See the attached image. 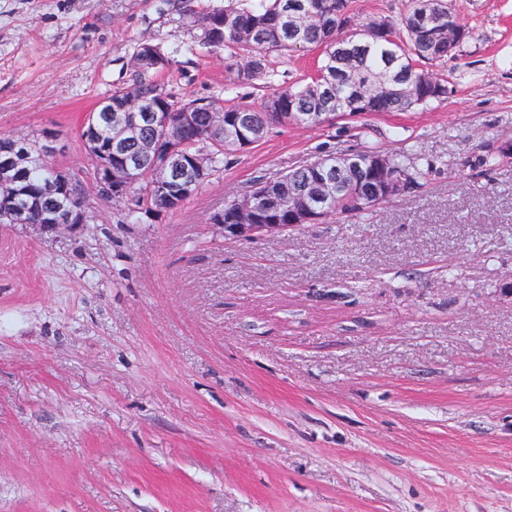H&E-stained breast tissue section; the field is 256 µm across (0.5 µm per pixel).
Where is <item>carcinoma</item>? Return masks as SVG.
<instances>
[{"mask_svg":"<svg viewBox=\"0 0 512 512\" xmlns=\"http://www.w3.org/2000/svg\"><path fill=\"white\" fill-rule=\"evenodd\" d=\"M195 0H180L182 11L193 18L200 31L197 46L207 53L226 52L238 60L233 85L242 86L263 81L272 92L259 106L238 103L224 106L218 97L178 98L166 91L156 77L176 65L175 57L160 46L140 43L133 48L128 65L130 82L112 91V119L100 126L103 139L110 138L123 123L125 113L119 107L140 105L146 111L167 112L175 118L181 112H192L197 130L184 147L190 158L206 160L208 172L196 182L194 190L208 178L224 169L227 156L241 152L242 132L230 118L248 113L254 118L258 138H263L268 126L281 121L282 113H292L291 121L315 127L310 114L347 112L358 115H379L427 107L445 100L448 82L433 73L438 66L459 55L464 44L460 38H448V33L462 32L466 25L450 7L448 0H406V7L397 16H370L355 20L349 0H227L222 7L198 11ZM311 47L323 48L318 65L320 80L304 79L288 87L275 85L278 71L276 59ZM393 77L414 80V93L401 97L374 96L368 85L379 78ZM337 101L329 109L327 97ZM224 113V128L213 129L209 114ZM155 128L145 126L137 135L125 138L126 158L134 165L145 161L142 142L154 138ZM22 149L29 160L25 187L33 196L54 199L52 189L55 171L35 161L42 147L26 141ZM512 153V143L501 145L482 157V165L493 169ZM391 173L404 182V193H413L425 184L432 165L415 152L387 156ZM130 188L131 207L125 219L131 224L149 217L151 210L167 211L170 198L177 197V185L171 183L158 191L140 172ZM310 179L306 165L291 169L272 181L260 180L252 190L257 204L273 206L263 195L268 184L288 185L305 189ZM353 192L326 204L327 218L336 224L352 219L366 224L372 214L369 206L358 207L352 202Z\"/></svg>","mask_w":512,"mask_h":512,"instance_id":"carcinoma-1","label":"carcinoma"}]
</instances>
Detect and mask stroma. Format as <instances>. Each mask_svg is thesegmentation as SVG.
Here are the masks:
<instances>
[{
    "instance_id": "stroma-1",
    "label": "stroma",
    "mask_w": 512,
    "mask_h": 512,
    "mask_svg": "<svg viewBox=\"0 0 512 512\" xmlns=\"http://www.w3.org/2000/svg\"><path fill=\"white\" fill-rule=\"evenodd\" d=\"M472 32L446 100L272 124L179 209L101 199L83 119L135 45L172 94L223 95L176 0H0V135L43 142L91 223L0 224V512H512V0H449ZM363 146L416 150L417 193L367 224L253 242L212 223L258 177ZM463 169L467 180L450 178Z\"/></svg>"
}]
</instances>
